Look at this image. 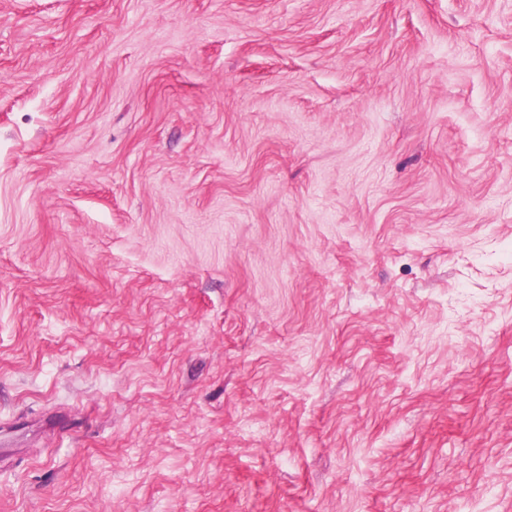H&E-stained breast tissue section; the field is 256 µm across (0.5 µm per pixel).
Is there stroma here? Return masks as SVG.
<instances>
[{
	"label": "stroma",
	"mask_w": 512,
	"mask_h": 512,
	"mask_svg": "<svg viewBox=\"0 0 512 512\" xmlns=\"http://www.w3.org/2000/svg\"><path fill=\"white\" fill-rule=\"evenodd\" d=\"M0 512H512V0H0Z\"/></svg>",
	"instance_id": "stroma-1"
}]
</instances>
